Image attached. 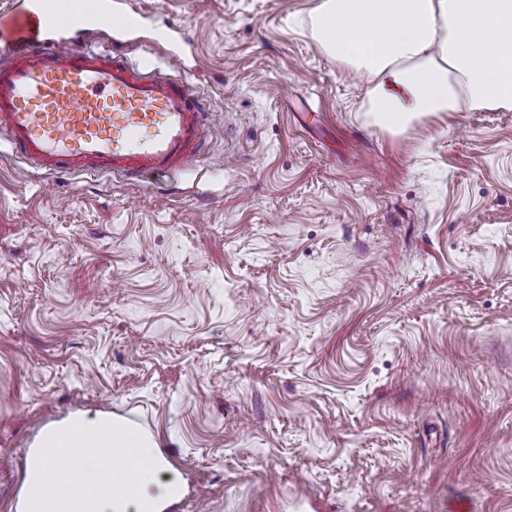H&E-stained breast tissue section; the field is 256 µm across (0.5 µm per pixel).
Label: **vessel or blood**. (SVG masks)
Masks as SVG:
<instances>
[{"label":"vessel or blood","mask_w":512,"mask_h":512,"mask_svg":"<svg viewBox=\"0 0 512 512\" xmlns=\"http://www.w3.org/2000/svg\"><path fill=\"white\" fill-rule=\"evenodd\" d=\"M0 23V131L53 175L103 172L137 181L197 161L209 114L189 81L124 53L80 49L65 34L139 33L126 0H14Z\"/></svg>","instance_id":"1"}]
</instances>
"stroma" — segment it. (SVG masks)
I'll return each instance as SVG.
<instances>
[{
    "label": "stroma",
    "mask_w": 512,
    "mask_h": 512,
    "mask_svg": "<svg viewBox=\"0 0 512 512\" xmlns=\"http://www.w3.org/2000/svg\"><path fill=\"white\" fill-rule=\"evenodd\" d=\"M205 152L52 179L0 132V512L72 415H133L166 512H512V110L371 124L315 0H130Z\"/></svg>",
    "instance_id": "stroma-1"
}]
</instances>
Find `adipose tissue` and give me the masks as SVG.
Here are the masks:
<instances>
[{
    "instance_id": "obj_1",
    "label": "adipose tissue",
    "mask_w": 512,
    "mask_h": 512,
    "mask_svg": "<svg viewBox=\"0 0 512 512\" xmlns=\"http://www.w3.org/2000/svg\"><path fill=\"white\" fill-rule=\"evenodd\" d=\"M310 27L326 54L368 83L370 117L390 134L442 112L512 109V0H318ZM36 445L72 449L71 477L61 479L59 458L43 457L19 512H165L176 498L156 488L166 461L155 444L134 443L108 418L51 423ZM133 446L137 496L106 495L121 470L109 448Z\"/></svg>"
}]
</instances>
